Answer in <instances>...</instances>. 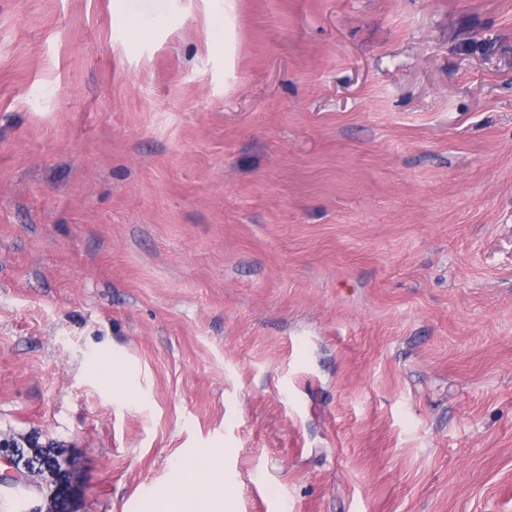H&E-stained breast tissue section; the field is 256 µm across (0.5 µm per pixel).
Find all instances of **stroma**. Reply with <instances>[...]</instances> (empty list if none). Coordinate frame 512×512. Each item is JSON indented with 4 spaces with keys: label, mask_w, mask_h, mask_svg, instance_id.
Masks as SVG:
<instances>
[{
    "label": "stroma",
    "mask_w": 512,
    "mask_h": 512,
    "mask_svg": "<svg viewBox=\"0 0 512 512\" xmlns=\"http://www.w3.org/2000/svg\"><path fill=\"white\" fill-rule=\"evenodd\" d=\"M0 0V439L75 512H512V0ZM44 467L50 471L59 472L57 477H53L56 483L54 484L53 491L48 496V504L45 511L49 510V501L51 496L54 494L59 495L56 509L61 511L68 510L74 495L73 484L70 476L68 473H64V471H69L68 460L66 458L60 460L59 462L50 460L48 463L44 464ZM224 482H227L224 476V468L213 470L207 482L204 485L198 486L195 473L190 465H185L182 470V476L178 483V487L182 491L184 499L181 506L175 503L174 507L170 510L173 512L190 511L189 504L192 498L207 497L213 501L214 505L223 502L224 497Z\"/></svg>",
    "instance_id": "1"
}]
</instances>
